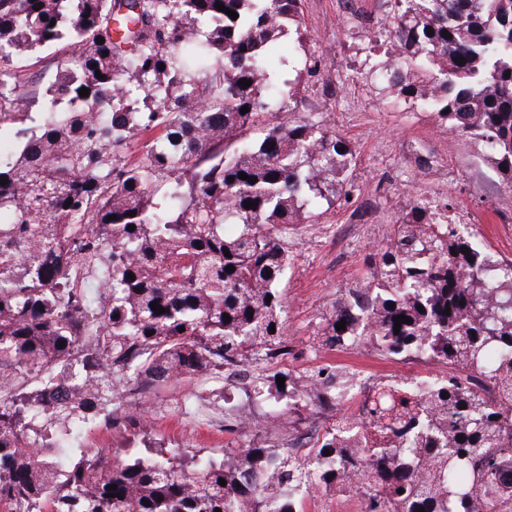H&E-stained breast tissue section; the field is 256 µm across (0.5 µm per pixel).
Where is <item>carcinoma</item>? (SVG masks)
<instances>
[{"label":"carcinoma","instance_id":"1","mask_svg":"<svg viewBox=\"0 0 512 512\" xmlns=\"http://www.w3.org/2000/svg\"><path fill=\"white\" fill-rule=\"evenodd\" d=\"M390 2L381 35L399 52L386 88L483 143L511 189L512 0ZM302 7L0 0V140L15 146L0 156L8 512H298L316 489L357 496L361 512H512V262L481 249L473 226L448 222L447 199L419 198L402 212L368 277L339 292L310 347L370 343L387 357L467 369L485 388L455 373L382 383L304 462L261 442L227 448L219 461L177 462L150 444L139 456L81 451L57 465L77 424L142 429L124 398L162 382L247 371L266 400L300 392V378L261 367L288 355L279 291L288 234L303 208L345 191L354 160L327 117L301 110L288 81L275 86L288 102L276 111L262 93L277 36ZM133 145L144 151L136 162L126 155ZM400 315L412 323L396 334ZM303 379L309 391L290 415L341 407L359 381L335 366Z\"/></svg>","mask_w":512,"mask_h":512}]
</instances>
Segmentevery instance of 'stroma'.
<instances>
[{"label": "stroma", "mask_w": 512, "mask_h": 512, "mask_svg": "<svg viewBox=\"0 0 512 512\" xmlns=\"http://www.w3.org/2000/svg\"><path fill=\"white\" fill-rule=\"evenodd\" d=\"M386 0H354L344 13L340 0H306L298 30L278 41L271 59L301 93L302 109L329 115L338 134L354 150L349 201L307 208L288 238L292 263L280 288L287 305L289 351L271 370L296 376L317 366L337 364L358 373L362 391L342 411L321 410L309 417L288 416L283 404L249 400L245 380L235 378L231 404H224L223 380L183 377L153 389L147 424L140 435L98 425L79 441L88 453L112 450L139 455L145 443L174 449L183 456L223 458L227 447L257 438L281 446L314 443L333 428L339 415L357 416L362 392L387 379L444 377L451 365L416 358L386 357L370 344L310 351L308 340L338 292L367 277V256L385 245L399 213L416 198L449 197L448 214L457 224L474 225L485 251L512 260V190L495 169L487 148L439 125L418 102L396 98L382 73L393 60L391 45H377L378 23ZM305 40H298V33ZM316 54L326 61L319 87L308 88L303 63ZM430 157L423 169L419 158ZM334 225L335 237L322 235Z\"/></svg>", "instance_id": "stroma-1"}]
</instances>
